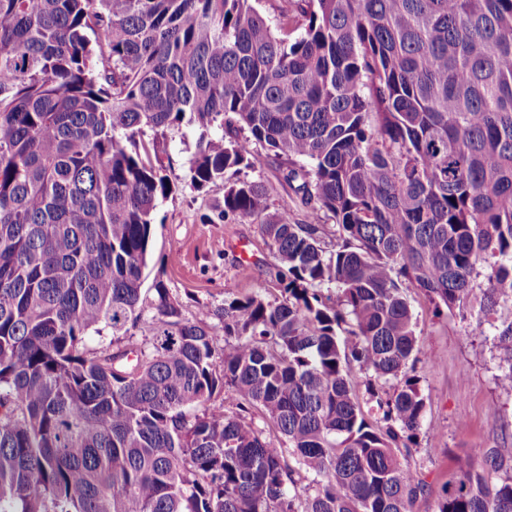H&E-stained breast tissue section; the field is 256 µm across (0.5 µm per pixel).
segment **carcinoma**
<instances>
[{
	"mask_svg": "<svg viewBox=\"0 0 512 512\" xmlns=\"http://www.w3.org/2000/svg\"><path fill=\"white\" fill-rule=\"evenodd\" d=\"M259 2L0 0V512H412V287L483 292L512 392V0ZM188 112L191 184L276 260L221 347L142 297ZM263 150L308 220L265 214ZM455 469L437 512H512V447Z\"/></svg>",
	"mask_w": 512,
	"mask_h": 512,
	"instance_id": "1",
	"label": "carcinoma"
}]
</instances>
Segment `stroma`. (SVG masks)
Returning a JSON list of instances; mask_svg holds the SVG:
<instances>
[{"label":"stroma","mask_w":512,"mask_h":512,"mask_svg":"<svg viewBox=\"0 0 512 512\" xmlns=\"http://www.w3.org/2000/svg\"><path fill=\"white\" fill-rule=\"evenodd\" d=\"M197 137L188 119L167 136L162 161L170 168L172 192L157 202L143 288L163 282L185 318L209 312L220 341L224 332L214 312L225 298L258 294L271 301L279 291L275 260L257 224L225 220L223 182L191 185L187 161ZM250 176L267 186L270 211L286 208L296 220L307 219V207L284 182L277 161L261 158ZM408 295L418 346L427 360L416 370L426 412L412 450L427 489L414 512H437L442 490L455 475V455L469 456L479 466L486 449L512 444V393L496 384L497 351L479 311L436 318L419 290L410 289Z\"/></svg>","instance_id":"stroma-1"}]
</instances>
